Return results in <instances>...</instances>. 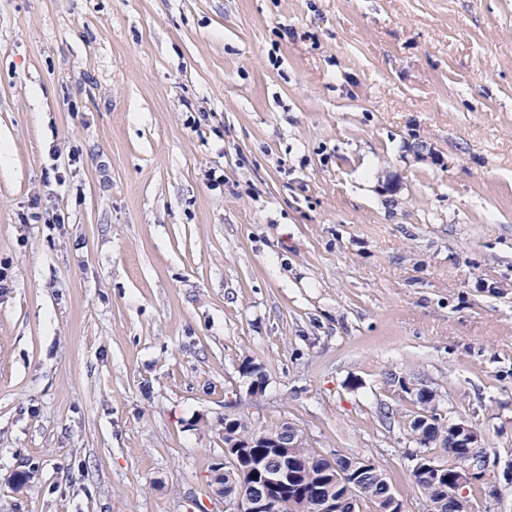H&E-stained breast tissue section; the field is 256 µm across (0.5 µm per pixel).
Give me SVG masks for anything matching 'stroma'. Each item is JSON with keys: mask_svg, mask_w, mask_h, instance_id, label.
<instances>
[{"mask_svg": "<svg viewBox=\"0 0 512 512\" xmlns=\"http://www.w3.org/2000/svg\"><path fill=\"white\" fill-rule=\"evenodd\" d=\"M0 265V512H221L228 415L427 512L422 384L512 512V0H0Z\"/></svg>", "mask_w": 512, "mask_h": 512, "instance_id": "obj_1", "label": "stroma"}]
</instances>
